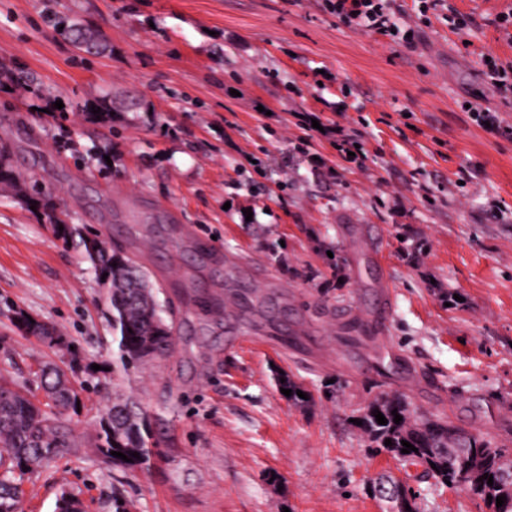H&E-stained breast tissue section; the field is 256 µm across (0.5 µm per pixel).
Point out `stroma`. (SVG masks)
I'll use <instances>...</instances> for the list:
<instances>
[{
    "mask_svg": "<svg viewBox=\"0 0 512 512\" xmlns=\"http://www.w3.org/2000/svg\"><path fill=\"white\" fill-rule=\"evenodd\" d=\"M396 2L413 46L320 0H0V142L50 203L0 186V379L35 395L39 368L69 359L17 331V310L87 366L75 446L24 482L23 512H56L65 492L83 512H385L382 473L417 512H490L373 454L354 423L401 394L512 456V88L482 64L512 65L497 23L512 0H450L460 27ZM62 17L102 52H76ZM130 92L138 111L93 114ZM299 112L338 121L365 158L339 157ZM53 208L122 249L168 307L172 353L122 385L151 418L146 464L91 451L117 344L106 289ZM387 289L381 339L355 337L346 321ZM483 62L486 67L485 74L491 85L497 88L507 87L510 80L512 87V68L510 66H503L489 54L483 56ZM498 83H502V86H498Z\"/></svg>",
    "mask_w": 512,
    "mask_h": 512,
    "instance_id": "35a3bbf8",
    "label": "stroma"
}]
</instances>
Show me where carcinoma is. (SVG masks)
Instances as JSON below:
<instances>
[{
	"mask_svg": "<svg viewBox=\"0 0 512 512\" xmlns=\"http://www.w3.org/2000/svg\"><path fill=\"white\" fill-rule=\"evenodd\" d=\"M65 33L72 43H83L96 51L102 49L98 34L76 23L65 25ZM0 184L17 189L21 198L28 202L41 201L42 189L38 181L22 179L10 163V154L0 148ZM53 217L56 226L63 227L59 235L68 241L80 237L84 254L97 277H105L109 284L108 299L111 307L112 329L115 332L118 354L112 362V380L148 362L165 359L174 344L173 329L163 318L148 275L134 264L122 251L112 249L96 237L82 235L67 220ZM117 266H112V263ZM17 329L44 335L47 328L31 324L29 315L17 312L13 316ZM71 362L61 368H43L39 375L46 402L35 403L20 390L0 383V512H20L24 476L49 468L58 458L74 447L71 429L65 412L76 409L78 391L68 374L75 373ZM381 412L387 424L377 423L374 411ZM402 416L394 422L392 411ZM361 429L370 441V447L385 451L414 465L424 467L425 472L439 482L462 486L472 495L486 502L491 512H512V482L503 474L512 470L506 451L491 439L465 431L443 419L418 417L403 395H380L369 402L358 416ZM149 415L137 402L117 396L106 406L99 419L100 431L94 449L97 455L108 459L115 466L139 465L150 456L145 434L149 431ZM392 445H385L386 440ZM414 446L408 454L401 452V441ZM445 448L455 449L468 462L465 471L448 464ZM130 455L139 453L128 463L111 455V452ZM493 476V485L482 479L484 474ZM377 486L384 496L403 494L409 502L408 512H417L413 496L397 481L380 479ZM506 497L504 504L496 506V498Z\"/></svg>",
	"mask_w": 512,
	"mask_h": 512,
	"instance_id": "cac0c4a2",
	"label": "carcinoma"
}]
</instances>
